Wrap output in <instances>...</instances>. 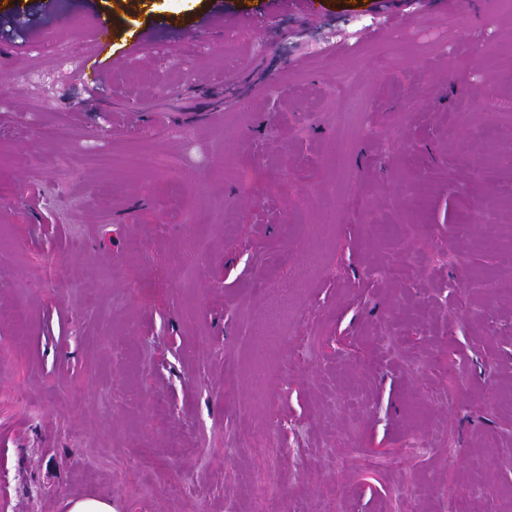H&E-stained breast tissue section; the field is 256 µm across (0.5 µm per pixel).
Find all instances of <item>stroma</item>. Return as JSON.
Masks as SVG:
<instances>
[{"mask_svg": "<svg viewBox=\"0 0 512 512\" xmlns=\"http://www.w3.org/2000/svg\"><path fill=\"white\" fill-rule=\"evenodd\" d=\"M98 2L0 27V512H512V8ZM113 22L109 15L97 13L95 16V39L97 54L101 55L112 47ZM68 512H112V502L103 497H84L69 501Z\"/></svg>", "mask_w": 512, "mask_h": 512, "instance_id": "35a3bbf8", "label": "stroma"}]
</instances>
